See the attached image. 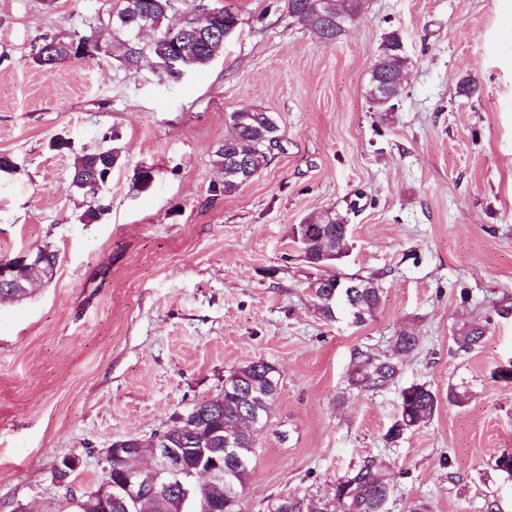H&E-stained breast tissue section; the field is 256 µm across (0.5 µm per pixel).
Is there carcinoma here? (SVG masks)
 Segmentation results:
<instances>
[{"label":"carcinoma","instance_id":"1","mask_svg":"<svg viewBox=\"0 0 512 512\" xmlns=\"http://www.w3.org/2000/svg\"><path fill=\"white\" fill-rule=\"evenodd\" d=\"M110 11L98 17L102 26H110L118 18L124 24L120 32H112V58L127 71H138L145 66L160 65L172 79L180 78V63L172 61L163 66L165 58L175 52L179 46L193 54L197 67L207 66L208 60L224 49V27L230 18L237 16L222 6L213 9L206 16H193L183 21L187 30L180 34H170L166 20L172 11L169 0H110ZM288 15L299 24L314 32L323 42L332 43L341 36L346 28L355 22L362 12L363 0H348L341 4L343 13L336 12L332 0H286ZM94 29L86 32H62L45 37L33 46L34 63L45 71L53 70L58 64L74 58L69 45L93 36ZM410 60L405 54L400 33L390 31L382 38L377 58L373 64L369 93L372 103L381 112H389L404 92L401 85L393 79L406 71ZM231 132L224 143L215 151L216 165L225 170L235 161L249 159L253 161L252 174L240 179H231L222 183V193L231 194L240 186L254 178V174L269 163V157L278 143L279 126L272 116L261 107H252L230 114ZM121 156L116 149L89 151L77 156L71 171V185L77 190L100 188L108 181L111 168L119 166ZM321 214L309 217L303 224L293 228L294 238L303 248L304 260L308 266L319 271L318 277L309 282L313 305L323 319L333 322L337 319L336 303L332 286L338 274L332 270L335 258L327 255L335 251L342 243V226L332 224L331 239L323 244L320 239L327 234ZM363 288L354 292L352 301L357 304L356 323L362 325L378 312L383 296L372 277H360ZM486 333V326L475 322L458 334L455 344L460 351L467 352L476 346ZM417 338L405 331L397 334L395 350L409 354L416 349ZM357 362L350 371V385L359 391H375L394 383L400 375L399 361L387 355H377L365 351H356ZM242 383L250 393L239 392L233 388L224 391V406L206 400L194 405L201 413L217 411L213 422L226 430L236 432V453L227 454L224 444L213 437L206 441L199 439L190 444L195 447L203 444L214 449V455L224 463V473L233 477V483L224 487V473L218 474L208 487L204 497L191 496L184 505L183 512H208L210 498L219 496L224 499V512H240L239 498L243 493L245 481L253 468L256 458L254 432H238L239 424L247 419L260 416L258 426L271 422L273 407L278 397L280 375L276 367L267 361L258 359L228 374ZM437 408V396L427 384H412L401 392L399 413L388 429L385 438L389 442L397 441L404 433L413 431L427 423ZM354 485L353 496H344L346 484ZM392 490L391 477L379 462L370 459L363 462L355 474L338 483L333 507H323L322 512H384ZM270 512H309L305 500L297 495L278 498L271 505Z\"/></svg>","mask_w":512,"mask_h":512}]
</instances>
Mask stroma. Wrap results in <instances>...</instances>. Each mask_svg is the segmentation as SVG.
<instances>
[{
    "label": "stroma",
    "mask_w": 512,
    "mask_h": 512,
    "mask_svg": "<svg viewBox=\"0 0 512 512\" xmlns=\"http://www.w3.org/2000/svg\"><path fill=\"white\" fill-rule=\"evenodd\" d=\"M221 4L237 28L175 82L101 58L44 72L32 46L86 30L105 0H0V155L17 165L0 172V258L57 256L50 282L0 301V512H70L71 494L101 486L112 442L166 430L258 359L278 367L280 390L242 512L289 494L321 506L368 459L390 472L384 512L418 500L485 512L492 499L512 512V478L495 465L512 452V383L491 377L512 365V0H366L331 44L285 0H178L169 21ZM390 30L411 63L394 111L379 112L368 83ZM255 106L281 146L254 180L218 192L229 116ZM112 146L122 164L106 186L72 188L76 153ZM329 208L350 224L336 272L384 290L361 326L318 315L317 272L292 240ZM476 321L483 340L458 351ZM403 330L418 345L397 383L352 388L353 349L393 355ZM413 383L437 409L386 442ZM452 383L463 406L448 402ZM69 453L80 465L62 485L53 471Z\"/></svg>",
    "instance_id": "stroma-1"
}]
</instances>
